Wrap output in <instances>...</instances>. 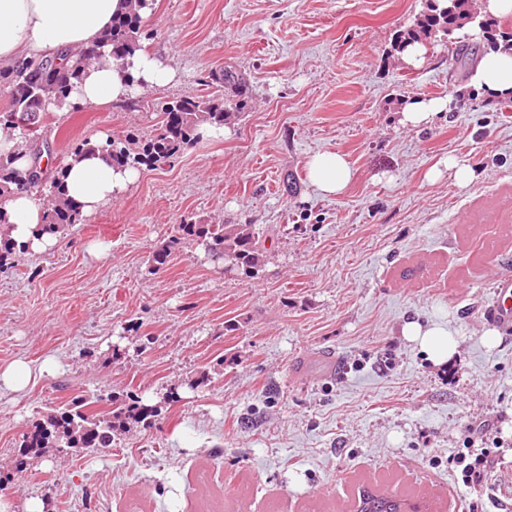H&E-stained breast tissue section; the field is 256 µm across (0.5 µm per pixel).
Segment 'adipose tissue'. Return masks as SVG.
Segmentation results:
<instances>
[{"mask_svg":"<svg viewBox=\"0 0 512 512\" xmlns=\"http://www.w3.org/2000/svg\"><path fill=\"white\" fill-rule=\"evenodd\" d=\"M124 4L125 0H0V63L22 56L48 58L65 49L95 50L100 54L97 63L72 93L73 100L84 104L128 99L132 94L124 81L128 75L145 87L173 81L175 69L143 50L128 58L126 73L113 66L101 37ZM470 85L492 99L512 98V46L501 44L485 53L473 68ZM308 175L320 195L331 197L346 190L353 172L344 155L324 152L311 158ZM135 178L134 169L115 167L105 152L97 151L71 161L65 187L83 215L89 216L109 205ZM0 210L6 213L10 234L17 243L33 251L57 244V236L39 231L43 208L35 193L15 191L0 200ZM402 334L436 364L447 360L457 347L451 330L438 324L425 326L410 320L404 323Z\"/></svg>","mask_w":512,"mask_h":512,"instance_id":"1","label":"adipose tissue"}]
</instances>
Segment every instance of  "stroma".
I'll return each mask as SVG.
<instances>
[{"label":"stroma","instance_id":"35a3bbf8","mask_svg":"<svg viewBox=\"0 0 512 512\" xmlns=\"http://www.w3.org/2000/svg\"><path fill=\"white\" fill-rule=\"evenodd\" d=\"M144 49L175 80L122 103L53 113L57 159L85 138L158 128L164 102L220 99L210 71L249 83L244 117L152 168L42 253L0 263V368H56L0 394V512H352L363 489L409 512H460L446 459L488 421L512 443V331L484 317L512 274V99L491 102L447 43L426 63L391 45L425 0H152ZM453 98L430 124L404 105ZM346 156L354 177L319 196L306 163ZM477 178L428 180L447 158ZM253 225L259 275L201 245L153 253L182 221ZM440 323L458 341L434 366L401 334ZM81 394L160 405L97 453L23 436Z\"/></svg>","mask_w":512,"mask_h":512}]
</instances>
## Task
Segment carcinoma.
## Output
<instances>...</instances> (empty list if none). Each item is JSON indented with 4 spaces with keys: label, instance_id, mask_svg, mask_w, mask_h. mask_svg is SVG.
I'll list each match as a JSON object with an SVG mask.
<instances>
[{
    "label": "carcinoma",
    "instance_id": "carcinoma-1",
    "mask_svg": "<svg viewBox=\"0 0 512 512\" xmlns=\"http://www.w3.org/2000/svg\"><path fill=\"white\" fill-rule=\"evenodd\" d=\"M148 0H129L126 13L116 17L112 28L104 35L115 66L124 67L127 58L141 48L142 16L140 9ZM476 13L473 0H427L426 9L415 17L413 23L395 34L392 52L401 54L409 46L424 44L432 39L447 43L454 40L459 22ZM485 27L479 34L489 46L498 41L512 42L511 32H499V22L483 16ZM86 63L80 54L64 50L49 59H17L0 67V85L10 89L8 107L0 111V128L19 131L21 147L0 146V199L20 189L25 183L48 198V209L42 230L62 234L69 227L83 221L79 204L69 199L64 190V173L67 164L39 166L41 146L48 141L41 137L50 112L66 108L77 112L84 104L72 100V91L85 72ZM212 80L223 86V107L205 95L185 97L162 105L164 118L158 132L140 149L131 148L130 138L107 139L101 144L119 167L152 166L169 159L186 146L202 138L203 126L215 130L241 120L247 104L249 87L242 74L226 66L212 73ZM181 237L173 241L178 245L189 241L204 246L211 258L233 262L243 274L254 277L265 265L253 225L251 224H192L180 225ZM25 248L16 245L8 235V222L0 210V258ZM106 403L102 397L81 395L72 398L55 413L48 415L26 436L23 447L32 452L38 448H82L90 452L112 446L114 434L127 420L150 426L158 416V407L144 405L134 400L109 411L100 409ZM401 499L366 494L356 505L355 512H404Z\"/></svg>",
    "mask_w": 512,
    "mask_h": 512
}]
</instances>
